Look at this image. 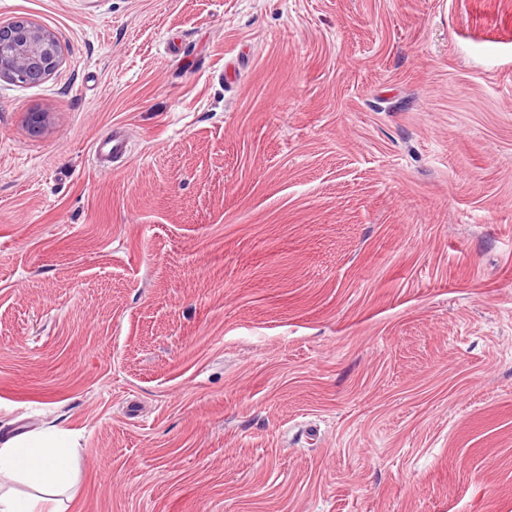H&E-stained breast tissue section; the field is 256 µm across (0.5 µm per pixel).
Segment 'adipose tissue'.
Returning <instances> with one entry per match:
<instances>
[{"label":"adipose tissue","mask_w":512,"mask_h":512,"mask_svg":"<svg viewBox=\"0 0 512 512\" xmlns=\"http://www.w3.org/2000/svg\"><path fill=\"white\" fill-rule=\"evenodd\" d=\"M75 450L47 432L0 445V512H65V494L74 483ZM25 483L29 494L9 490Z\"/></svg>","instance_id":"obj_1"}]
</instances>
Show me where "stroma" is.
<instances>
[{
    "instance_id": "obj_1",
    "label": "stroma",
    "mask_w": 512,
    "mask_h": 512,
    "mask_svg": "<svg viewBox=\"0 0 512 512\" xmlns=\"http://www.w3.org/2000/svg\"><path fill=\"white\" fill-rule=\"evenodd\" d=\"M18 19L0 439L66 431L67 512H512V0ZM61 47L54 35L27 20L0 25V80L37 84L61 63ZM128 141L125 137L112 134V138L96 143L94 148L95 166L102 172L111 169V159L126 157Z\"/></svg>"
}]
</instances>
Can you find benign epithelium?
I'll list each match as a JSON object with an SVG mask.
<instances>
[{"mask_svg":"<svg viewBox=\"0 0 512 512\" xmlns=\"http://www.w3.org/2000/svg\"><path fill=\"white\" fill-rule=\"evenodd\" d=\"M61 47L54 35L27 20L0 25V80L37 84L61 63Z\"/></svg>","mask_w":512,"mask_h":512,"instance_id":"obj_1","label":"benign epithelium"}]
</instances>
